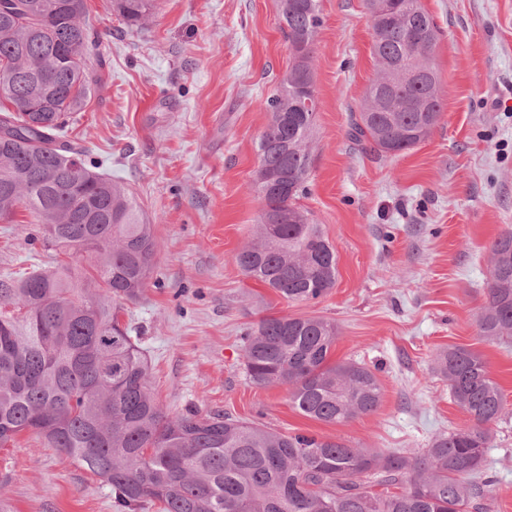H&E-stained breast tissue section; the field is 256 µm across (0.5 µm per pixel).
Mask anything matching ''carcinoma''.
Returning a JSON list of instances; mask_svg holds the SVG:
<instances>
[{"label": "carcinoma", "mask_w": 512, "mask_h": 512, "mask_svg": "<svg viewBox=\"0 0 512 512\" xmlns=\"http://www.w3.org/2000/svg\"><path fill=\"white\" fill-rule=\"evenodd\" d=\"M140 27L156 0H114ZM377 76L349 135L396 155L425 141L444 105L431 63L441 31L420 0H367ZM0 223L20 209L41 245L65 258L0 275V447L23 432L89 470L121 512H481L495 480L483 472L504 394L482 355L450 346L436 360L464 429L436 434L417 456L281 434L221 411L169 414L126 306L157 264L155 222L118 177L66 137L97 79L86 63L93 30L85 0H0ZM288 70L264 100L253 188L255 232L235 256L242 273L288 302H313L336 284V252L299 204L313 167L317 99L312 54L321 0H279ZM278 188L267 190L269 177ZM491 279L476 320L487 342L512 340V230L490 244ZM336 323L265 316L243 334V365L259 387L286 385L304 415L343 423L375 412L382 388L356 362H330Z\"/></svg>", "instance_id": "carcinoma-1"}]
</instances>
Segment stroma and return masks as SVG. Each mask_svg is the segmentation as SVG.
<instances>
[{"instance_id":"obj_1","label":"stroma","mask_w":512,"mask_h":512,"mask_svg":"<svg viewBox=\"0 0 512 512\" xmlns=\"http://www.w3.org/2000/svg\"><path fill=\"white\" fill-rule=\"evenodd\" d=\"M442 35L433 59L441 124L399 155L347 135L375 76L363 0H322L312 69L319 97L314 163L302 203L337 255L336 285L291 303L246 278L234 261L250 240L259 103L288 68L276 0H160L128 28L111 0H86L99 34L89 60L103 81L69 127L156 219L157 268L128 305L173 414L220 410L267 429L418 454L432 437L469 426L437 374L441 350L478 351L505 397L486 472V512H512V344L480 341L476 319L490 275L489 246L512 229V0H421ZM0 224V273L50 257L19 211ZM336 322L335 361L372 369L378 410L331 424L299 413L286 386L259 388L243 372V330L261 317ZM0 512H116L110 488L32 433L0 448Z\"/></svg>"}]
</instances>
